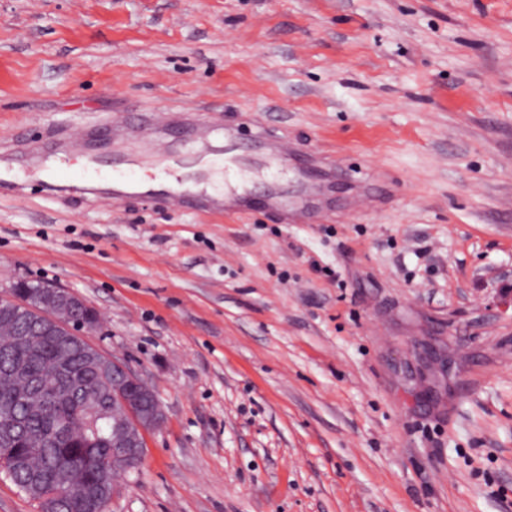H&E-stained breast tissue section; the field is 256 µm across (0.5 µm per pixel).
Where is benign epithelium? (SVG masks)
Returning <instances> with one entry per match:
<instances>
[{
	"mask_svg": "<svg viewBox=\"0 0 512 512\" xmlns=\"http://www.w3.org/2000/svg\"><path fill=\"white\" fill-rule=\"evenodd\" d=\"M16 306L34 311L37 324L20 329L16 345L34 349L45 336L75 337L92 373V384L75 391L76 413L97 411L112 419V458L100 474V486L117 488L115 472L126 474L140 468L144 460L147 432L165 420L156 392L126 361L111 357L89 342L86 332L100 323L95 309L67 288L48 286L22 291Z\"/></svg>",
	"mask_w": 512,
	"mask_h": 512,
	"instance_id": "7a95c632",
	"label": "benign epithelium"
}]
</instances>
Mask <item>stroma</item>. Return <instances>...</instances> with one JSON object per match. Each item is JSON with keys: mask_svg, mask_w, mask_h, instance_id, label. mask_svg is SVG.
<instances>
[{"mask_svg": "<svg viewBox=\"0 0 512 512\" xmlns=\"http://www.w3.org/2000/svg\"><path fill=\"white\" fill-rule=\"evenodd\" d=\"M254 116L307 224L0 191V298L68 288L166 412L108 512H512V0H0V150Z\"/></svg>", "mask_w": 512, "mask_h": 512, "instance_id": "35a3bbf8", "label": "stroma"}]
</instances>
